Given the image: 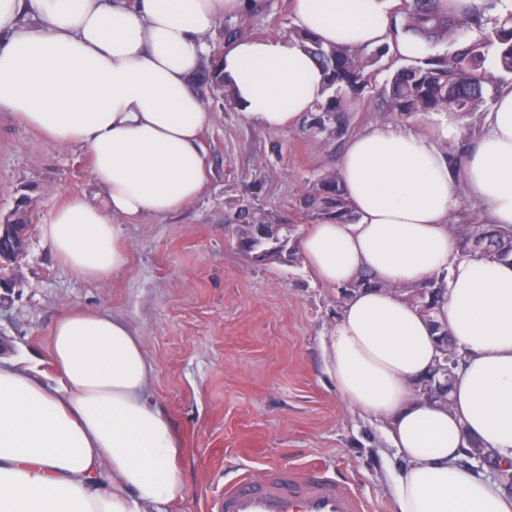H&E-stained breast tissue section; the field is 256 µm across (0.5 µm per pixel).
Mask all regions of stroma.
Instances as JSON below:
<instances>
[{
  "label": "stroma",
  "mask_w": 512,
  "mask_h": 512,
  "mask_svg": "<svg viewBox=\"0 0 512 512\" xmlns=\"http://www.w3.org/2000/svg\"><path fill=\"white\" fill-rule=\"evenodd\" d=\"M244 37L293 36L290 0H261L259 11L220 19L208 43L223 49L224 30ZM402 61L384 56L374 88L358 103L355 131L393 122L377 88ZM212 117L202 137L208 181L201 195L163 219L126 225L129 265L102 281L76 276L42 237L52 207L67 195L103 203L86 148H59L0 112V222L29 214L27 248L0 262V357L47 377L52 328L69 308L103 309L137 336L152 364V397L180 443L181 495L170 512H207L211 498L241 474L320 460L367 502V512H393L387 469L398 451L383 422L361 415L337 393L325 349L342 301L319 283L305 257L288 264L253 262L237 246L242 208L295 216L296 205L342 149L311 142L295 124L266 131L230 105L223 90L203 94ZM444 112L412 119L433 135L453 127L449 145L482 124Z\"/></svg>",
  "instance_id": "1"
}]
</instances>
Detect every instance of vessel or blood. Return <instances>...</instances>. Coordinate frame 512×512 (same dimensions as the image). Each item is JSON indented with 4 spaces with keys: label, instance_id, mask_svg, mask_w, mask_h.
<instances>
[{
    "label": "vessel or blood",
    "instance_id": "1",
    "mask_svg": "<svg viewBox=\"0 0 512 512\" xmlns=\"http://www.w3.org/2000/svg\"><path fill=\"white\" fill-rule=\"evenodd\" d=\"M210 512H366L363 500L325 465L271 468L261 479L242 474L213 498Z\"/></svg>",
    "mask_w": 512,
    "mask_h": 512
}]
</instances>
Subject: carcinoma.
<instances>
[{"label":"carcinoma","mask_w":512,"mask_h":512,"mask_svg":"<svg viewBox=\"0 0 512 512\" xmlns=\"http://www.w3.org/2000/svg\"><path fill=\"white\" fill-rule=\"evenodd\" d=\"M398 13L404 33L419 38L429 47L444 40L451 45L449 51L428 53L398 67L379 88L386 111L399 119L408 121L429 112H448L464 118L485 99L495 97L498 84L485 68L491 47L497 49L501 70L512 73V15L489 28L481 10L458 14L444 7L443 0H402ZM473 31L478 35L468 36ZM294 38L326 75L325 100L308 113L305 132L325 145L337 143L351 131V105L367 92L370 67L388 54L390 46L383 44L373 49L326 46L299 30ZM194 81L200 86H224L217 60L200 68ZM468 149L464 144L442 151L451 171L460 172ZM299 214L319 222L357 220L338 170H330L314 180L300 203ZM450 229L458 243L457 258L480 256L512 263V226L475 222L464 207L455 214ZM447 276L443 270L422 282L399 287L403 298L419 309L440 336L448 335V328L439 324L433 313L447 300Z\"/></svg>","instance_id":"carcinoma-1"}]
</instances>
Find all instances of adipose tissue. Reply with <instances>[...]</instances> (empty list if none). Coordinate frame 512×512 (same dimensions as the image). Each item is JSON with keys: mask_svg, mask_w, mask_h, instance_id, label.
Returning a JSON list of instances; mask_svg holds the SVG:
<instances>
[{"mask_svg": "<svg viewBox=\"0 0 512 512\" xmlns=\"http://www.w3.org/2000/svg\"><path fill=\"white\" fill-rule=\"evenodd\" d=\"M398 0H291L297 28L324 44L423 41L394 33ZM255 0H0V111L50 143L86 147L105 204L69 196L42 226L76 276L104 280L128 264L125 225L161 219L205 183L201 137L211 122L192 84L207 37ZM225 86L249 122L297 123L323 98L320 66L294 39L225 45ZM339 171L358 214L314 225L300 241L317 279L334 288L360 272L380 290L343 303L328 363L337 392L384 421L404 464L388 485L393 512H512V495L467 462V437L512 462V264L457 260L449 218L462 191L483 223L512 225V84L452 174L435 141L406 125L353 135ZM448 269L436 313L465 363L447 407L411 395L437 354L427 319L396 292ZM49 353L56 384L0 358V512H162L182 486L178 443L149 396L152 364L120 320L101 309L57 319Z\"/></svg>", "mask_w": 512, "mask_h": 512, "instance_id": "1", "label": "adipose tissue"}]
</instances>
